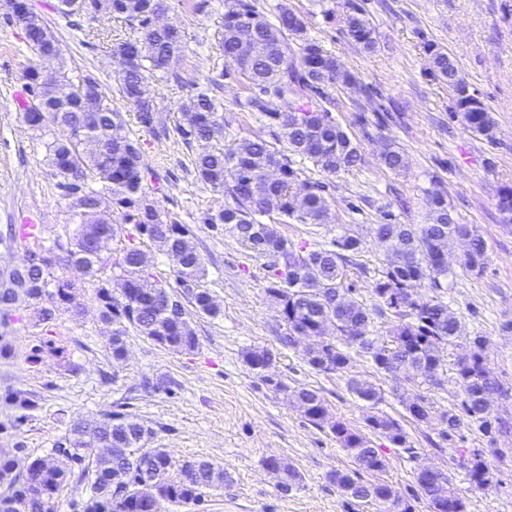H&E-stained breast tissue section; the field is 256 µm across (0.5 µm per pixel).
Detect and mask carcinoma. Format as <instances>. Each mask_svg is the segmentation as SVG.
I'll return each instance as SVG.
<instances>
[{
	"label": "carcinoma",
	"instance_id": "cac0c4a2",
	"mask_svg": "<svg viewBox=\"0 0 512 512\" xmlns=\"http://www.w3.org/2000/svg\"><path fill=\"white\" fill-rule=\"evenodd\" d=\"M100 0H58L57 10L67 19L92 15ZM163 0H105L101 15L124 22L134 37L119 43L124 61L118 65L120 96L133 107L140 126L153 128L152 100L143 96L142 85L151 80L173 81L185 88L187 95L179 105L181 120L176 134L184 144L204 143L193 165L201 182L217 192L227 193L232 203L206 213L203 223L224 225L245 247L270 259L273 280L266 288L286 333L280 338L292 346L300 334L312 337L304 357L308 365L325 373H346L350 356L346 348L356 345L370 354L376 368L398 379L408 373L430 387L441 385L442 361L430 354V345L448 344L457 336L458 320L440 299L448 287V264L442 262L440 247L457 236L469 241L462 265L469 270L483 268L487 259L483 240L467 224H459L444 192L433 188L426 193L428 222L399 224L390 212L375 234L384 253L385 270L373 286L376 303L372 308L351 297L352 288L344 286L345 268L362 249L359 237L345 233L328 248L309 249L284 237L276 225L265 224L259 217L273 213L300 224H322L331 206L327 184L309 181V190L296 191L297 170L291 156L308 158L322 174L335 177L355 167L361 160L359 147L335 122L332 99L325 89L336 84L356 82L354 75L341 69L307 34L306 22L286 7L280 8L278 23L269 21L259 10L257 0H224V24L221 47L224 70L200 84L185 79L170 69L167 59L181 57L187 48L185 29L170 24L157 29L149 26L151 15ZM346 34L366 51L375 48L374 29L362 10L355 8L345 19ZM296 41L290 49L288 39ZM23 39L36 57L54 48L58 62L54 83H44L36 67L26 71V84L37 88L48 106L45 111L30 110L26 101L18 103L25 124L45 138L46 160L57 186L66 188L71 171L84 179L79 194L70 193L73 218L78 220L69 243L55 242L66 252L67 262H47L31 272L28 288H0V311L22 302L33 311L38 325L48 326L61 310L77 311L74 282L55 269L67 263L80 266L84 277L99 282L97 297L100 320L112 326L107 348L119 363L125 358L126 337L133 330L153 342L180 351H192L197 338L186 318L184 303L196 312L215 318L220 305L205 287L206 269L190 235L180 224H171L144 189L146 178L140 143L126 132L120 112L91 76L73 79L65 69L59 40L42 16L31 19L23 30ZM434 77L455 91L453 117L461 119L468 130L486 141H496L497 124L491 111L469 85L448 52L433 43L426 44ZM244 78L252 94L243 107L261 113L269 121L274 141L243 139L226 150L220 144L226 123L224 103L218 97L223 80ZM63 83L75 86L70 99L58 96ZM278 100L283 109L273 110L269 102ZM381 163L393 172L408 167L404 150L393 144L383 145ZM276 167V178L268 171ZM263 185L260 195L254 186ZM121 222H114V215ZM133 225L129 230L126 225ZM33 235L27 225L9 224L0 232V247L11 249ZM126 237L128 245L113 267L125 285L121 296L113 294L105 274L103 253L112 240ZM145 238L155 248L168 254L179 253L182 263L174 269V280L181 293L170 291L150 272L147 255L136 239ZM52 247V248H54ZM46 248V251H52ZM426 284L432 294L418 291ZM390 314L394 324L383 338L366 335L372 315ZM0 321V358L15 355V323ZM487 338L477 336L469 354L455 362L456 383L460 387L461 414L446 412L441 420L447 429L443 438L458 429L461 417L486 435L502 429L500 419L490 418L485 410L487 394L501 393L486 356ZM245 363L256 375L273 384L274 389L292 403L307 407L305 417L313 424L328 427L336 441L353 459L352 472L334 471L329 479L347 499L358 501L371 494L383 498L387 512H413V506L387 483H365L360 472H379L385 461L363 434L332 420L325 400L308 388H290L264 375L275 362L269 350H248ZM349 391L359 400L375 406L384 392L367 379L349 377ZM5 399L21 414L8 425L0 422V434L15 429L26 420V412L35 408L29 393L10 391ZM368 426L382 434L396 447L409 449L400 423L386 415L367 418ZM155 437L153 429L120 404L105 410L86 425L73 422L69 430L45 458L28 462L20 474L8 477L16 468L15 455L0 451V512H53L54 500L68 482L89 487V495L73 504V512H150L159 496L177 505H200L205 490L224 483V469L205 460H187L172 475L174 462L167 449L148 448ZM262 465L278 478V486L294 485L298 474L287 461L276 456L262 459ZM469 483L477 489L491 482V468L483 453L476 452L469 461ZM428 498L432 512H467L466 497L448 486V479L418 483Z\"/></svg>",
	"mask_w": 512,
	"mask_h": 512
}]
</instances>
